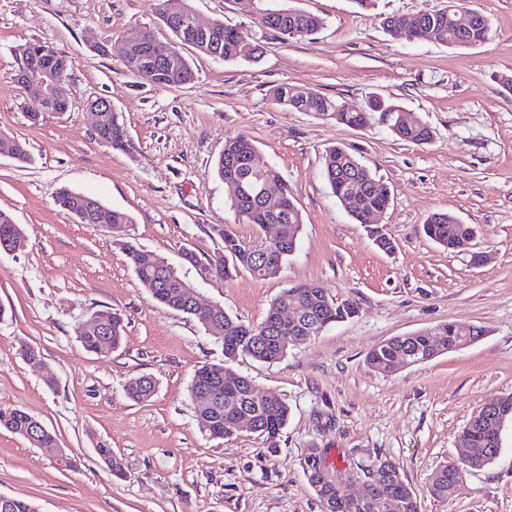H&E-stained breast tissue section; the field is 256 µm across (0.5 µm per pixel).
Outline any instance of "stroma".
<instances>
[{
  "label": "stroma",
  "instance_id": "1",
  "mask_svg": "<svg viewBox=\"0 0 512 512\" xmlns=\"http://www.w3.org/2000/svg\"><path fill=\"white\" fill-rule=\"evenodd\" d=\"M324 20L309 37L260 32L233 0H189L201 23L215 20L258 35L257 61H222L187 46L195 79L159 86L132 75L119 54L92 49L160 22L157 0H0V132L25 143L31 160L0 157V209L22 224L28 246L0 253V409L36 417L76 462L68 470L42 449L0 429V495L38 512H321L308 483V453L328 472L389 459L416 492L420 512H512V421L496 460L466 475L447 500L430 496L429 478L459 459L462 431L479 406L512 394V0H466L486 16L491 38L470 47L387 33L388 15L447 8L448 0H280ZM44 42L69 67L65 112L39 124L27 117L15 49ZM307 87L347 107L380 95L418 113L431 144L399 140L382 121L363 129L284 108L272 90ZM111 101L127 129L126 150L95 137L89 100ZM243 134L288 183L302 216L295 254L276 277L214 275L221 230L255 242L271 229L239 224L229 189L213 165L227 136ZM360 155L392 194L379 218L395 243L380 250L332 195L323 175L328 147ZM68 188L132 219L130 240L165 257L201 303L260 323L271 300L297 285L356 300L359 311L265 364L239 358L234 369L285 399L290 417L276 447L248 429L208 438L189 398L195 370L224 358L220 342L190 316L158 305L104 224H79L55 203ZM448 212L472 225L470 250L448 251L422 224ZM198 262L183 263V250ZM481 254L474 262L473 254ZM109 306L126 318L121 348L87 352L77 332ZM455 322L485 334L472 345L383 375L367 353L390 337ZM39 351L28 364L22 345ZM148 375L154 397L134 403L126 386ZM124 464L111 475L96 448Z\"/></svg>",
  "mask_w": 512,
  "mask_h": 512
}]
</instances>
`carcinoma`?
Instances as JSON below:
<instances>
[{
    "mask_svg": "<svg viewBox=\"0 0 512 512\" xmlns=\"http://www.w3.org/2000/svg\"><path fill=\"white\" fill-rule=\"evenodd\" d=\"M269 15H256L255 20L261 30H293L298 36L312 35L324 25L318 14L294 7L278 5V0H267ZM425 29L416 31L413 39L448 44V39L462 37L473 45L490 39L492 29L488 20L473 9H466L458 15H448L444 9L425 11L420 19ZM262 53V46L254 39H246L241 32L224 25L217 20L214 23V40L203 50V54L224 61L251 60ZM194 79L188 62L182 63L178 75L173 78L152 74V80L167 86L172 83L187 84ZM276 103L300 112H313L318 117L332 120L339 125L364 128L380 114V118L395 125L396 113L403 108L380 96L368 100L366 109L352 111L334 100L321 96L310 89L283 84L274 88L272 93ZM398 137L417 145H426L433 141L431 127L417 124L400 128ZM96 138L106 141L114 150L124 151L127 146V133L118 113L105 117ZM257 152L252 139L243 134L232 135L224 140V151L215 164V173L220 180L235 173L242 181L247 192L229 197V206L234 212L235 221L240 224L290 225L288 242L276 248V260L266 263L268 246L255 245L240 240L235 234L224 231V247L221 252L209 259L210 267L219 276L226 279L240 270L248 272L258 279L277 276L288 258L296 251L297 240L302 224L301 213L296 205L291 189L283 181L279 171L269 165L257 169L250 161ZM323 171L332 195L357 223H363L362 212L373 208L384 212L391 202V192L386 183L376 176L368 164L357 157L348 148L336 145L326 151L323 158ZM355 179L362 183L364 196L353 199L348 195L347 184ZM268 181L281 183L282 190L279 208L276 211L265 208L261 197L262 186ZM60 209L69 211L75 207L86 206L85 194L69 189L61 190L56 196ZM424 233L431 240L450 251H464L472 241L469 224L456 222L449 213H434L424 225ZM8 239L15 251L27 247V236L20 224L14 223L12 214L0 209V240ZM127 262L147 293L159 304L193 317L224 346V362L207 363L197 368L190 383L189 392L194 410L205 432L212 439H224L237 431L235 421L242 414H251L256 420L254 433L269 448H274L288 423L290 407L288 403L265 391L250 377L231 374L226 366L235 363L239 357L248 356L255 361L274 364L288 353L284 349L275 352L272 347L258 340L263 328L272 324L274 317L283 309L297 311L304 329L302 336L309 340L338 322L358 313V303L352 299L334 300L328 297L324 289L301 285L284 290L269 304L264 320L257 324H246L242 320L219 309L212 317L193 307L187 301L185 289L191 287L189 281L176 267L164 257L151 251H145L129 241L123 242ZM100 320L78 333L82 347L98 356L106 357L119 348L125 327L124 314L111 307L97 310ZM483 336V329L472 325L448 322L410 335L394 336L374 348L367 356V364L378 372L389 375L396 372L394 364L403 355L410 361L420 364L442 353L448 352V342L461 337L471 342ZM156 393V382L145 377L143 381H134L126 388L128 398L144 402ZM207 395L202 401L198 394ZM512 420V394L499 397L484 404L473 413L468 422L472 456L469 465L479 463L485 467L493 462L497 452L495 429L501 421ZM33 416L20 409H0V428H4L26 440L30 445L47 450L57 447L56 436L48 429L39 432L32 430ZM375 467L382 471L379 482L371 491L370 500L360 503L347 493L350 480L348 473H336L331 477L319 467H309L308 481L320 502L328 505V512H383V501L395 503L394 512H419L417 495L403 478L399 466L388 459L380 460ZM465 464L456 461L440 465L429 483L431 496L446 500L453 494L454 474ZM0 512H35V507L27 500L10 498L0 502Z\"/></svg>",
    "mask_w": 512,
    "mask_h": 512,
    "instance_id": "1",
    "label": "carcinoma"
}]
</instances>
